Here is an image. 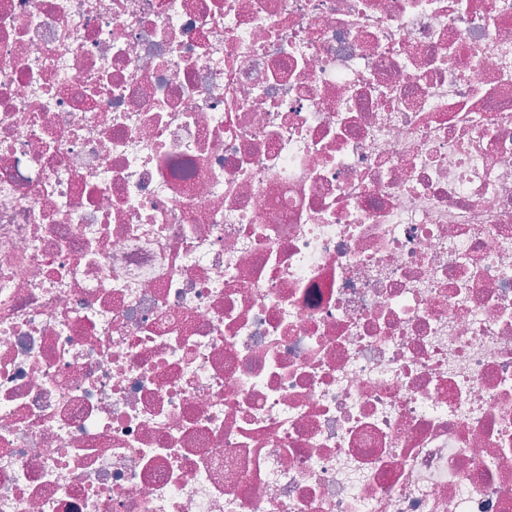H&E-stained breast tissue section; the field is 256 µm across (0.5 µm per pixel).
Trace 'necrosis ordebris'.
Here are the masks:
<instances>
[{"instance_id":"1","label":"necrosis or debris","mask_w":512,"mask_h":512,"mask_svg":"<svg viewBox=\"0 0 512 512\" xmlns=\"http://www.w3.org/2000/svg\"><path fill=\"white\" fill-rule=\"evenodd\" d=\"M0 512H512V0H0Z\"/></svg>"}]
</instances>
